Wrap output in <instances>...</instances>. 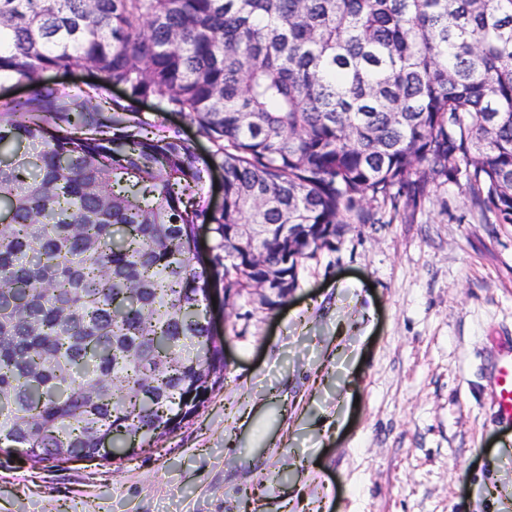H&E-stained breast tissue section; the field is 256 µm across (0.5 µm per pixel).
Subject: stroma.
<instances>
[{
	"label": "stroma",
	"instance_id": "obj_1",
	"mask_svg": "<svg viewBox=\"0 0 512 512\" xmlns=\"http://www.w3.org/2000/svg\"><path fill=\"white\" fill-rule=\"evenodd\" d=\"M298 265L276 309L211 296L220 387L130 459L0 450V512H512V224L436 179ZM496 394V415L500 422H512V350L496 361L491 377Z\"/></svg>",
	"mask_w": 512,
	"mask_h": 512
}]
</instances>
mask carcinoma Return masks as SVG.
I'll list each match as a JSON object with an SVG mask.
<instances>
[{
  "label": "carcinoma",
  "instance_id": "obj_1",
  "mask_svg": "<svg viewBox=\"0 0 512 512\" xmlns=\"http://www.w3.org/2000/svg\"><path fill=\"white\" fill-rule=\"evenodd\" d=\"M2 82L0 448L35 464L158 446L223 378L211 281L297 287L365 201L463 175L512 224V0H0ZM45 82L57 84L60 88H66V90H72L76 88H87V84L94 83L90 82V79L99 78L89 75L84 70L74 69L66 74L45 72L41 76ZM162 123L167 127H179L183 132V137L191 140V143L196 149V152L198 155L203 158L207 159L209 158V152H208V145L203 140H198L194 136V131L191 129L188 125L184 123V121L181 119V117L177 114H170L168 116H164L162 118Z\"/></svg>",
  "mask_w": 512,
  "mask_h": 512
}]
</instances>
